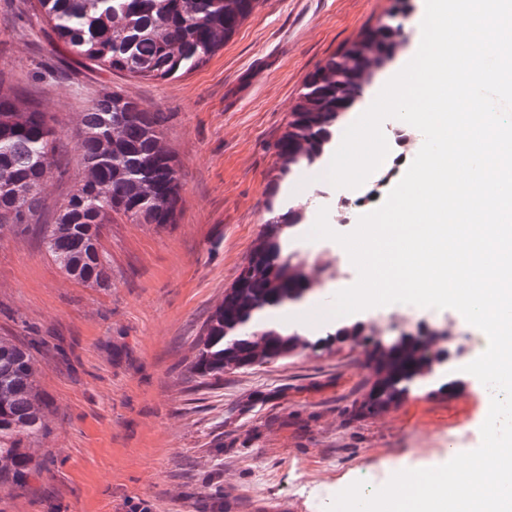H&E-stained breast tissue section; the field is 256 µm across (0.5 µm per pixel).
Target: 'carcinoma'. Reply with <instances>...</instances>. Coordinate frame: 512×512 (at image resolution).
I'll return each mask as SVG.
<instances>
[{"instance_id":"carcinoma-1","label":"carcinoma","mask_w":512,"mask_h":512,"mask_svg":"<svg viewBox=\"0 0 512 512\" xmlns=\"http://www.w3.org/2000/svg\"><path fill=\"white\" fill-rule=\"evenodd\" d=\"M402 14L380 21L330 55L309 76L277 142L278 173L267 188L269 218L251 256L224 300L204 324L191 370L220 380L224 371L288 358L311 342L265 319L263 312L306 298L318 267L288 254V239L307 220L305 208L279 198L298 169L330 148L336 125L363 97L377 73L406 46L411 0ZM262 0H33L30 8L66 49L132 77L168 79L206 64ZM164 114L119 92L84 113L74 135L86 177L52 224L40 225L43 247L76 279L104 284L110 265L101 240L108 224H174L181 200L178 165L162 145ZM59 131L39 102L0 92V228L23 233L42 205V190L59 166ZM440 333L421 324L398 343H386L362 321L339 322L333 336L357 340L372 371L357 411L377 415L404 401L417 384L449 362ZM46 401L37 386L32 345L0 339V491L23 495L43 467L29 452L43 434Z\"/></svg>"}]
</instances>
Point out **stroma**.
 <instances>
[{"instance_id":"1","label":"stroma","mask_w":512,"mask_h":512,"mask_svg":"<svg viewBox=\"0 0 512 512\" xmlns=\"http://www.w3.org/2000/svg\"><path fill=\"white\" fill-rule=\"evenodd\" d=\"M393 0H263L202 67L167 80L102 70L57 44L25 0H0V87L40 102L60 132L65 176L50 175L36 224L0 229V336L35 342L47 431L29 494L0 512H326L320 483L385 485L400 463L424 469L462 435L480 439L473 375L448 395L413 391L374 417L353 405L372 379L363 347L330 343L201 380L197 339L265 221L275 142L309 74ZM117 91L165 113L176 158V223L111 224V278L69 279L46 253L53 223L86 170L72 138Z\"/></svg>"}]
</instances>
